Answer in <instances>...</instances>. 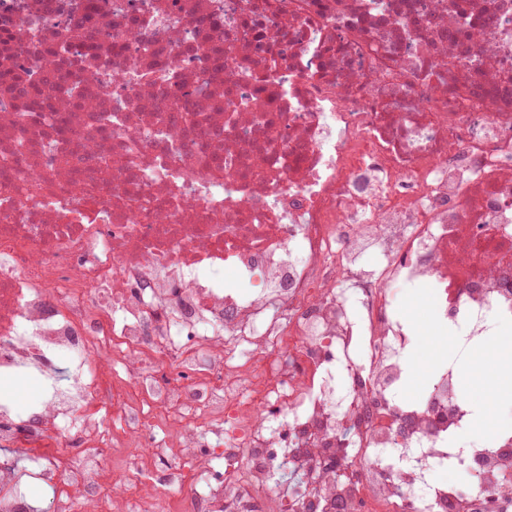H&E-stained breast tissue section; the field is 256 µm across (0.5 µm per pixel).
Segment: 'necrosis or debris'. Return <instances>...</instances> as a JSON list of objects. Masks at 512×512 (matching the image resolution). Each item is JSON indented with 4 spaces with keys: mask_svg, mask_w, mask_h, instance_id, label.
Segmentation results:
<instances>
[{
    "mask_svg": "<svg viewBox=\"0 0 512 512\" xmlns=\"http://www.w3.org/2000/svg\"><path fill=\"white\" fill-rule=\"evenodd\" d=\"M0 512H512L404 289L512 325V0H0ZM167 368L160 396L145 388ZM168 432L153 434L156 423ZM442 469L459 482L437 480ZM405 293V313L413 323L417 334L420 329L429 326L419 320V313L421 309L428 306L430 302V298H428L427 302H424V299L428 297L429 289L417 286L414 288H407ZM442 343V342H441ZM406 361L410 367L418 366L421 373L422 379L417 380L410 369L409 379L405 386L399 391V396L402 398H417L424 394L430 387L435 367L441 362L446 361L450 363L456 361L462 365L460 375V393L463 397L468 399L476 398V391L471 387L469 383L463 381L462 373L469 366L472 365V361L463 356H459L455 347V344L451 341L442 343L440 348H437L435 352L429 353L427 350L419 349L416 344L408 351L406 355ZM42 388L28 377L0 380V400L9 401L16 410L30 412L41 399ZM169 471L165 465L158 464L151 471L141 474L139 477H131L123 483L114 484L119 492H124L128 496L135 497L139 493L153 491L168 481ZM132 487V488H131Z\"/></svg>",
    "mask_w": 512,
    "mask_h": 512,
    "instance_id": "4bbe7bcc",
    "label": "necrosis or debris"
}]
</instances>
